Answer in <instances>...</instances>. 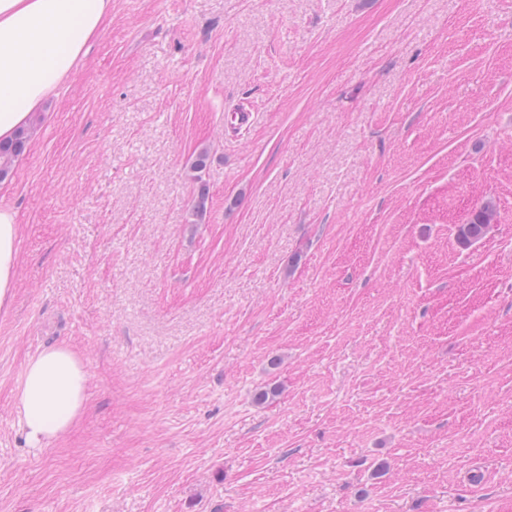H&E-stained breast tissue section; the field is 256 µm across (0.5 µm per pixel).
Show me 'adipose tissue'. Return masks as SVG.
I'll use <instances>...</instances> for the list:
<instances>
[{
	"label": "adipose tissue",
	"mask_w": 512,
	"mask_h": 512,
	"mask_svg": "<svg viewBox=\"0 0 512 512\" xmlns=\"http://www.w3.org/2000/svg\"><path fill=\"white\" fill-rule=\"evenodd\" d=\"M112 0H0V140L27 125L56 95L103 27ZM18 216L0 204V310L12 301ZM89 371L69 346L43 349L26 364L16 404L19 426L32 447L69 433L88 401Z\"/></svg>",
	"instance_id": "obj_1"
}]
</instances>
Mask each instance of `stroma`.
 I'll return each instance as SVG.
<instances>
[{"label": "stroma", "instance_id": "1", "mask_svg": "<svg viewBox=\"0 0 512 512\" xmlns=\"http://www.w3.org/2000/svg\"><path fill=\"white\" fill-rule=\"evenodd\" d=\"M34 122L0 512H512V0H112ZM495 214L491 202H486L474 210L466 224L458 226L457 238L459 242L462 245H468L480 240L487 233ZM88 383L87 364L67 345L45 348L27 362L16 409L33 448L69 433L86 409Z\"/></svg>", "mask_w": 512, "mask_h": 512}]
</instances>
